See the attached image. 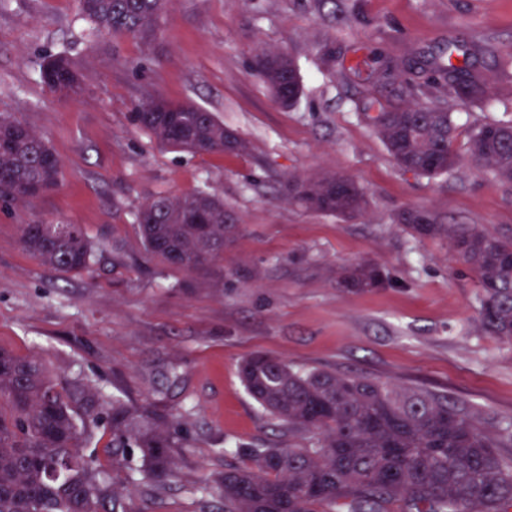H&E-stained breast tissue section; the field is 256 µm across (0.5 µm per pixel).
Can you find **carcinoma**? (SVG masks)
<instances>
[{"instance_id": "carcinoma-1", "label": "carcinoma", "mask_w": 512, "mask_h": 512, "mask_svg": "<svg viewBox=\"0 0 512 512\" xmlns=\"http://www.w3.org/2000/svg\"><path fill=\"white\" fill-rule=\"evenodd\" d=\"M167 0H78L97 28L150 41ZM41 69L44 83L65 96L79 91L71 57L58 53ZM454 107L479 104L487 82L453 61H436ZM256 70L275 100L295 106L303 89L297 65L284 52L263 51ZM414 102L390 109L370 89L361 111L396 164L437 176L457 166L454 112L427 101L428 89L409 85ZM136 125L161 146L189 154L239 152L244 143L213 113L193 103L148 96L136 106ZM469 155L496 178L512 181V118L478 122L468 133ZM60 163L31 128L0 114V196L29 203L55 186ZM288 198L306 208L356 216L366 199L357 184L325 173L293 177ZM408 233L444 240L477 276L479 317L486 332L512 344V236L471 224H441L427 209L397 215ZM147 253L168 267L193 271L224 252L239 230L224 201L198 191L158 196L136 214ZM24 250L41 264L81 273L93 249L75 224H24ZM352 288L381 282L379 270L358 265L344 278ZM239 377L251 397L304 445L253 448L251 464L224 471L218 483L224 512H509L512 461L467 412L448 397L380 380L296 368L276 357L244 360ZM112 434V465L157 487L176 477L179 424L160 422L142 407L112 402L106 421L92 396L77 400L52 379L41 359L0 349V512H126L124 489L103 477L99 458L86 453L93 429Z\"/></svg>"}]
</instances>
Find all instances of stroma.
Listing matches in <instances>:
<instances>
[{"label":"stroma","mask_w":512,"mask_h":512,"mask_svg":"<svg viewBox=\"0 0 512 512\" xmlns=\"http://www.w3.org/2000/svg\"><path fill=\"white\" fill-rule=\"evenodd\" d=\"M328 42L332 73L318 53ZM452 42L459 65L489 77L491 103L455 112L453 171H403L354 103L376 85L402 106L407 91L355 63L371 49L410 60L411 81L444 106L430 63ZM263 50L294 58L295 107L278 106L256 75ZM63 51L81 75L70 98L40 78L44 60ZM510 53L512 0H169L148 45L92 29L77 0H0V113L60 161L56 186L39 198H0V348L42 358L58 383L95 393L103 412L117 400L180 414L177 479L135 489L127 512H221L224 470L248 466L250 449L303 443L241 383L237 367L255 353L447 395L512 456V346L483 330L475 278L446 243L395 221L426 207L444 224L512 234V183L466 153L475 122L512 117V79L494 65ZM149 94L213 112L245 151L159 147L132 122ZM326 172L364 190L361 214L313 212L285 196L288 177ZM199 190L237 215L234 244L191 272L152 260L139 208ZM25 224L79 225L94 247L90 269L39 264L22 247ZM359 262L376 265L384 285L342 286Z\"/></svg>","instance_id":"35a3bbf8"}]
</instances>
